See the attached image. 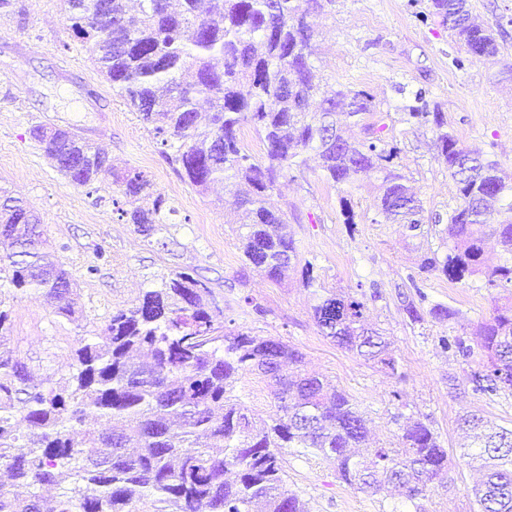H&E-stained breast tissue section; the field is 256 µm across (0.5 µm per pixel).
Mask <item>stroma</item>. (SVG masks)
I'll return each mask as SVG.
<instances>
[{
  "label": "stroma",
  "instance_id": "obj_1",
  "mask_svg": "<svg viewBox=\"0 0 512 512\" xmlns=\"http://www.w3.org/2000/svg\"><path fill=\"white\" fill-rule=\"evenodd\" d=\"M471 4L479 22L508 25L496 62L456 67L461 51L428 15L424 0H338L334 13L312 17L319 33L315 65L330 82L373 95L367 121L381 127L395 147V163L429 221L415 233L389 222L376 210L375 190L367 184L354 191L355 221L345 223L342 188L326 180L316 155H309L304 169L281 180L269 204L287 212L298 258L314 266L310 287L299 270L274 282L246 262L240 229L224 218L221 199L228 188L218 184L199 193L165 162L149 129L72 37L64 0H28L22 26L0 15V184L38 212L44 237L76 279L86 311L85 320L71 323L57 318L41 293L16 297L9 284L0 285L10 311L9 346L33 381L66 374L79 337L94 335L112 308L135 302L160 275L183 270L208 283L225 331L297 348L307 373L327 378L365 411L368 447H397L403 428L418 420L448 450L447 473L430 482L416 507L396 491L355 490L322 457L282 449L286 487L307 512H477L470 489L478 475L460 458L457 418L473 410L494 425L512 427V392L482 394L473 383L483 361L477 330L508 292L476 277L455 282L423 270L424 258L447 252L446 226L430 218L456 207L457 190L436 159L430 129L407 123L404 114L415 92L425 89L462 147L512 173V0ZM39 123L73 128L115 164L145 172L172 209L167 224L142 235L119 220L108 182L71 184L31 138V127ZM326 289L363 296L366 321L390 342L400 376L322 335L314 307ZM411 301L421 321L408 316ZM437 304L456 310V318L432 317ZM457 336L470 355L443 348L444 338ZM233 394L255 417L266 420L275 412L270 389L257 375L240 376Z\"/></svg>",
  "mask_w": 512,
  "mask_h": 512
}]
</instances>
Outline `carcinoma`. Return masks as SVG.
Here are the masks:
<instances>
[{
	"mask_svg": "<svg viewBox=\"0 0 512 512\" xmlns=\"http://www.w3.org/2000/svg\"><path fill=\"white\" fill-rule=\"evenodd\" d=\"M74 36L88 47L100 72L153 134L160 153L200 193L226 179L236 182L232 202L246 233V261L273 281L297 259L283 233L287 215L265 206L279 180L318 155L324 176L354 190L373 183L375 206L408 231L421 229L423 206L409 179L393 163L395 148L365 115L374 109L367 91L338 88L309 59L315 30L308 15L331 11L336 0H139L131 15L125 0H67ZM429 15L446 27L468 56L494 61L501 53L495 30L471 19L469 0H426ZM427 91L405 106L407 121L433 133L437 160L457 188L448 213L451 245L443 259L422 268L450 281L484 277L491 288L512 289V265H484V243L494 237L512 252V177L498 161L476 157L463 169L465 149ZM212 108L199 126L197 102ZM363 127L365 138H346L336 114ZM249 127L264 152L253 157L241 131ZM32 138L72 183L105 179L123 201L119 218L149 236L167 221V202L142 171L119 168L99 147L70 128L38 124ZM0 280L14 293L43 289L65 300L54 314L75 322L84 307L76 280L47 251L38 215L0 186ZM153 198L152 206L140 201ZM211 288L186 271H173L160 286L128 307L112 310L97 335L81 338L67 374L32 385L25 363L7 346L9 311L0 308V512H306L286 488L279 449L301 448L336 466L355 489L379 493L403 473L406 498L426 496L431 479L448 469V451L422 422L403 429L399 447L352 449L367 434L362 411L348 396L315 376H289L270 368L299 364L302 354L279 339L223 326L209 306ZM365 303L346 294L319 299L314 318L336 344L377 362L395 375L398 361L380 333L364 320ZM484 362L475 391H512V303L494 308L478 329ZM258 374L274 387L276 413L257 421L232 396L243 374ZM471 443L467 465L483 472L472 489L480 512H512V429L489 431L475 414L461 418ZM42 486L59 492L44 497ZM15 487L32 489L21 497Z\"/></svg>",
	"mask_w": 512,
	"mask_h": 512,
	"instance_id": "cac0c4a2",
	"label": "carcinoma"
}]
</instances>
